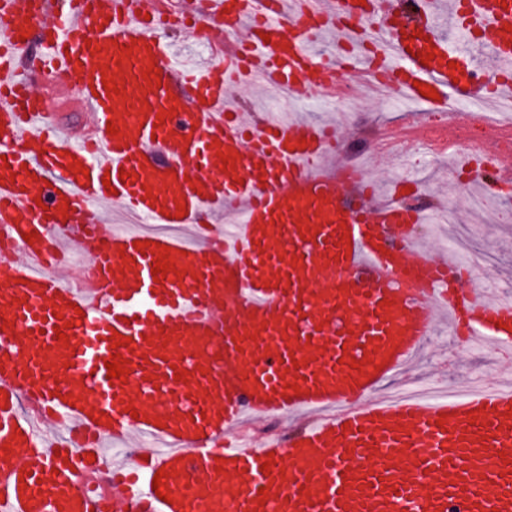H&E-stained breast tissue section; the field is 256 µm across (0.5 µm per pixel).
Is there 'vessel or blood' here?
I'll use <instances>...</instances> for the list:
<instances>
[{
	"label": "vessel or blood",
	"instance_id": "b4317fda",
	"mask_svg": "<svg viewBox=\"0 0 512 512\" xmlns=\"http://www.w3.org/2000/svg\"><path fill=\"white\" fill-rule=\"evenodd\" d=\"M190 9L226 34L202 68L159 34L158 0H0V512H512L511 386L371 397L441 315L511 359L512 293L461 287L471 267L404 234L420 213L350 172L335 125L228 103L249 60L279 91L305 71L334 92L314 51L332 33L374 44L413 102L511 104L512 0ZM444 15L494 55L491 93ZM39 74L79 91L94 140L52 122ZM481 161L512 181V158ZM252 415L302 424L257 447L238 430ZM135 432L157 448L92 499L102 439Z\"/></svg>",
	"mask_w": 512,
	"mask_h": 512
}]
</instances>
